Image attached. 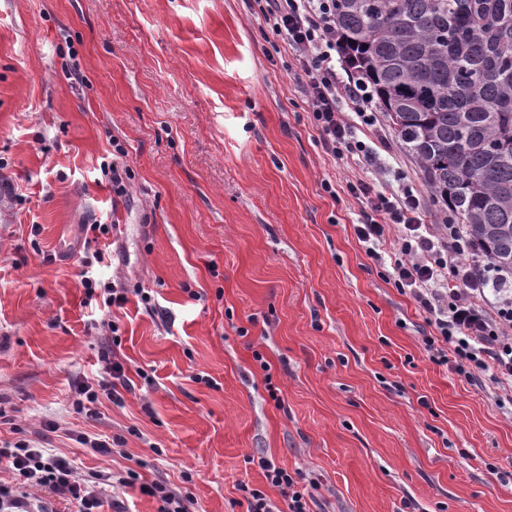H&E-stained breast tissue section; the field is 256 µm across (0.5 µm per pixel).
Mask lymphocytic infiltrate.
I'll use <instances>...</instances> for the list:
<instances>
[{"mask_svg": "<svg viewBox=\"0 0 512 512\" xmlns=\"http://www.w3.org/2000/svg\"><path fill=\"white\" fill-rule=\"evenodd\" d=\"M265 25L288 47L294 76L302 85L319 141L334 159H358L367 165L379 161L377 150L358 140L360 128H377L373 91L367 81L342 77L336 70L339 37L333 21V0H254ZM345 99L354 114L345 120L337 105ZM349 194L364 206L355 233L368 255L389 265V280L409 294L425 313L433 336L424 345L436 363L455 359L466 380L490 373L493 382L512 386V337L503 333L512 324V270L489 273L471 257L466 234L454 223L430 227L422 214L425 200L401 184L380 191L357 181ZM397 228L398 245L380 252L389 228ZM0 464L13 475L12 484L0 483V512H32L31 492L45 489L76 504L78 512H101L104 487L136 489L156 499L158 512H188L192 498L185 487L166 480H144L133 468L122 472L93 471L78 475L68 457L19 439L0 446ZM258 465L279 499L265 491L248 489L246 512H311L314 497L299 476L266 458Z\"/></svg>", "mask_w": 512, "mask_h": 512, "instance_id": "1", "label": "lymphocytic infiltrate"}]
</instances>
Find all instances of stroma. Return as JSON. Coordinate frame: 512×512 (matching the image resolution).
Instances as JSON below:
<instances>
[{
	"label": "stroma",
	"instance_id": "obj_1",
	"mask_svg": "<svg viewBox=\"0 0 512 512\" xmlns=\"http://www.w3.org/2000/svg\"><path fill=\"white\" fill-rule=\"evenodd\" d=\"M252 2L0 0V442L191 472L194 512H246L260 456L315 483L314 512H512V390L428 358L353 229L347 182L385 181L323 151ZM108 357L128 389L68 413ZM102 173L107 177L108 182L112 185V193L120 197L127 192V180L131 179V170L123 163L117 162L112 158V164H108L107 168H101Z\"/></svg>",
	"mask_w": 512,
	"mask_h": 512
}]
</instances>
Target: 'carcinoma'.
I'll return each instance as SVG.
<instances>
[{
	"mask_svg": "<svg viewBox=\"0 0 512 512\" xmlns=\"http://www.w3.org/2000/svg\"><path fill=\"white\" fill-rule=\"evenodd\" d=\"M335 15L426 187L512 269V0H335Z\"/></svg>",
	"mask_w": 512,
	"mask_h": 512,
	"instance_id": "cac0c4a2",
	"label": "carcinoma"
}]
</instances>
